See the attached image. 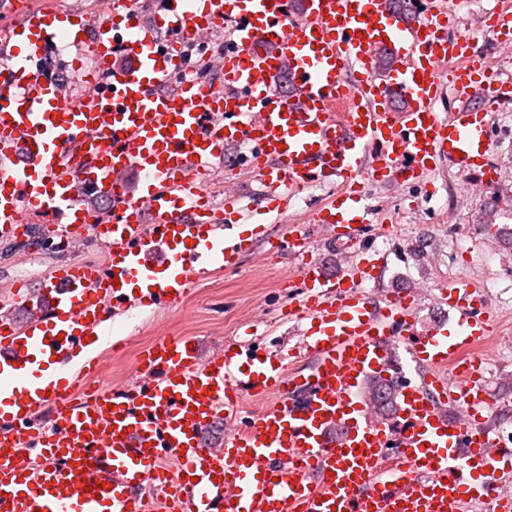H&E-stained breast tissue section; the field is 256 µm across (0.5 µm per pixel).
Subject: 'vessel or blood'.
<instances>
[{
  "label": "vessel or blood",
  "instance_id": "1",
  "mask_svg": "<svg viewBox=\"0 0 512 512\" xmlns=\"http://www.w3.org/2000/svg\"><path fill=\"white\" fill-rule=\"evenodd\" d=\"M458 6L164 0L147 25L139 0H110L70 29L43 9L0 31V236L34 206L62 229L93 225L109 254L58 267L35 292L7 285L35 315L0 316V512H512L480 356L493 323L475 286L450 282L440 295L454 326L422 330L416 291L366 290L384 255L361 251L332 274L310 250L313 226L358 238L365 179L405 186L446 160L491 181L486 116L512 83L494 82ZM490 19L492 32L512 30V0ZM221 26L220 70L181 73L184 47ZM56 40L98 58L106 81L76 65L70 85L50 75L42 60ZM119 49L128 66H114ZM239 145L242 162L226 161ZM219 166L217 206L207 183ZM242 167L260 199L240 194ZM324 180L335 198L264 241L293 259L280 285L303 294L284 312L297 344L205 356L189 337L162 336L135 358L132 381L100 382L84 350L105 322L172 307L200 279L236 270L261 242L239 233L243 217L279 222ZM93 197L111 199L110 218ZM399 346L423 373L395 376L396 413L380 419L365 384ZM248 397L267 405L242 416ZM219 421L214 448L206 434Z\"/></svg>",
  "mask_w": 512,
  "mask_h": 512
}]
</instances>
